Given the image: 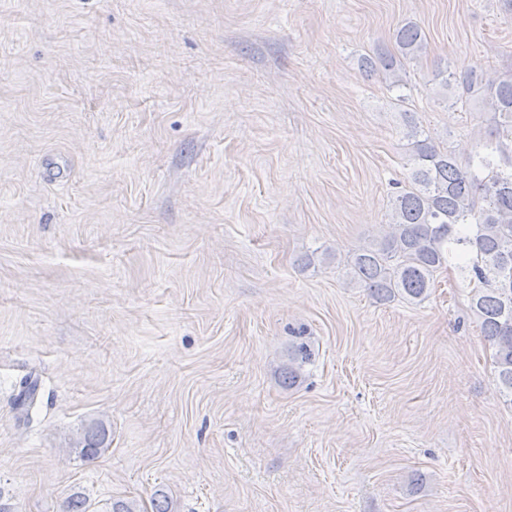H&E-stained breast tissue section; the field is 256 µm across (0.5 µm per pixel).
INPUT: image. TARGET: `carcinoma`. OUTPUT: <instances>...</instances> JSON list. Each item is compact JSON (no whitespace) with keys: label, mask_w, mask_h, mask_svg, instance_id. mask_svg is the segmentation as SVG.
Wrapping results in <instances>:
<instances>
[{"label":"carcinoma","mask_w":512,"mask_h":512,"mask_svg":"<svg viewBox=\"0 0 512 512\" xmlns=\"http://www.w3.org/2000/svg\"><path fill=\"white\" fill-rule=\"evenodd\" d=\"M397 50L364 56L360 66L390 79V88H406L402 74L426 48L422 28L407 22L395 35ZM462 94L481 93L494 113L496 132L461 166L455 155L435 146L424 130L406 121L411 141V187L394 192L390 231L382 239L353 254L347 275L379 302L397 297L422 302L434 275L452 259L467 272L471 308L492 350L498 391L512 404V78H493L472 69L459 80ZM38 380H23L16 408L29 414ZM110 445L102 422L86 427L77 447L86 461L99 457Z\"/></svg>","instance_id":"carcinoma-1"}]
</instances>
